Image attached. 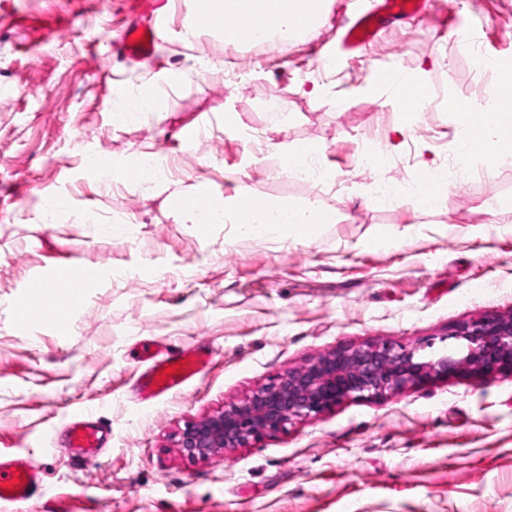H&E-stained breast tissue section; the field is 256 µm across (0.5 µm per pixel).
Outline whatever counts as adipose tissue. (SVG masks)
<instances>
[{
    "mask_svg": "<svg viewBox=\"0 0 512 512\" xmlns=\"http://www.w3.org/2000/svg\"><path fill=\"white\" fill-rule=\"evenodd\" d=\"M328 0H209L210 28L228 44H273L315 30ZM483 111L454 108L452 116L463 133L465 153H480L487 165L512 156V59L496 63V78ZM172 212L183 222L199 223L201 215L217 223L237 225L240 235L262 237L279 232L313 238L320 225L335 223L333 213L313 205L272 203L247 192L228 197L201 183L170 192Z\"/></svg>",
    "mask_w": 512,
    "mask_h": 512,
    "instance_id": "1",
    "label": "adipose tissue"
}]
</instances>
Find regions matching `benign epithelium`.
<instances>
[{
  "instance_id": "obj_1",
  "label": "benign epithelium",
  "mask_w": 512,
  "mask_h": 512,
  "mask_svg": "<svg viewBox=\"0 0 512 512\" xmlns=\"http://www.w3.org/2000/svg\"><path fill=\"white\" fill-rule=\"evenodd\" d=\"M438 341L448 343V353L434 352ZM456 372L512 375V315L482 317L415 348L392 341L367 342L323 354L187 425L179 432L176 447L189 458L205 460L323 414L345 399L381 397L425 377Z\"/></svg>"
}]
</instances>
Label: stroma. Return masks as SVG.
<instances>
[{
    "mask_svg": "<svg viewBox=\"0 0 512 512\" xmlns=\"http://www.w3.org/2000/svg\"><path fill=\"white\" fill-rule=\"evenodd\" d=\"M170 31L146 62L114 58L136 0H0V451L32 462L39 492L0 512H512V376L429 377L206 460L175 436L286 369L367 341L415 347L512 313V157H480L437 210L391 204L376 180L417 185L461 133L451 105L487 103L473 50L512 57V0H429L408 21L383 0H331L322 26L290 42L228 45L194 24L192 0H153ZM377 13L374 41L346 49ZM422 74L437 100L414 128L375 72ZM153 83L161 111L120 106ZM283 103L276 122L268 107ZM257 135L244 143L224 112ZM391 147L359 166L363 142ZM322 146L327 181L269 160L266 146ZM162 150L171 189L209 184L336 215L313 239L244 237L185 224L166 193L97 180L89 156L129 164ZM54 223L43 221L47 204ZM384 243H376L378 235ZM84 270L67 324L13 321L35 279ZM212 358L186 388L143 401L146 347ZM96 408L101 451L73 456L66 427ZM379 26L370 16L359 18L348 30L345 44L349 48H357L372 40L379 33Z\"/></svg>",
    "mask_w": 512,
    "mask_h": 512,
    "instance_id": "1",
    "label": "stroma"
}]
</instances>
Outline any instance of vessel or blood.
<instances>
[{"instance_id":"1","label":"vessel or blood","mask_w":512,"mask_h":512,"mask_svg":"<svg viewBox=\"0 0 512 512\" xmlns=\"http://www.w3.org/2000/svg\"><path fill=\"white\" fill-rule=\"evenodd\" d=\"M169 25L164 16H155L149 29L128 26L113 42V52L125 60H138L148 56L152 49V37L164 34ZM379 32L375 20L359 18L345 36L347 47L356 48L372 40ZM208 352L195 349L174 355L157 350L147 355V367L140 377L139 387L144 399L155 400L184 388L204 369L209 361ZM93 408L85 407L75 413L67 426L69 447L74 456L90 457L99 451V437L89 421ZM38 490L37 471L31 464L20 459L0 457V503L26 502Z\"/></svg>"}]
</instances>
